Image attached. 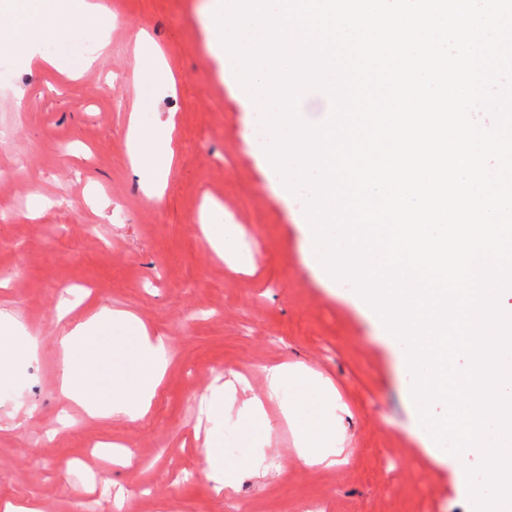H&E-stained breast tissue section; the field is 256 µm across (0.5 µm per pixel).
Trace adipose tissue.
<instances>
[{
  "label": "adipose tissue",
  "mask_w": 512,
  "mask_h": 512,
  "mask_svg": "<svg viewBox=\"0 0 512 512\" xmlns=\"http://www.w3.org/2000/svg\"><path fill=\"white\" fill-rule=\"evenodd\" d=\"M98 0H0V56L17 62L39 59L59 70L67 68V52L58 34L72 29L80 38L99 44L108 34L99 27ZM173 119L142 122L131 116V163L148 196H161L172 159ZM203 233L216 254L237 267H254L256 256L241 225L231 222L223 205L205 200L200 213ZM62 355L58 393L81 406L92 418L142 417L162 383L168 352L164 340L149 335L131 313L104 308L56 340ZM26 353L14 319L0 315V388L11 384ZM264 394H255L243 375L211 384L207 412L218 426L210 430L202 450L203 471L216 488L236 486L241 477L266 475V448L272 426L267 403H277L299 460L332 467L344 451L345 406L335 386L304 363L264 369ZM232 430L240 451H224V432Z\"/></svg>",
  "instance_id": "adipose-tissue-1"
}]
</instances>
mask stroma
<instances>
[{
  "label": "stroma",
  "mask_w": 512,
  "mask_h": 512,
  "mask_svg": "<svg viewBox=\"0 0 512 512\" xmlns=\"http://www.w3.org/2000/svg\"><path fill=\"white\" fill-rule=\"evenodd\" d=\"M204 0H112L110 44L78 78L45 65L0 69V310L38 346L14 386L0 389V501L43 512H225V496L201 476L210 423L204 398L214 379L247 376L264 390L262 367L301 361L335 385L346 406L347 465L308 467L293 450L276 405L268 473L235 493L240 512H469L453 458L424 447L393 348L346 289L327 286L303 264L292 209L267 185L242 137L247 112L222 76L199 8ZM147 34L176 78L172 92L147 90L144 119L174 117V158L162 198L134 177L129 115ZM40 194V214L26 202ZM239 208L257 253L234 271L198 222L205 197ZM73 309L57 319L63 289ZM133 312L166 337L171 360L148 413L89 418L56 392L58 325L100 309ZM132 451L128 467L99 459L96 444Z\"/></svg>",
  "instance_id": "obj_1"
}]
</instances>
